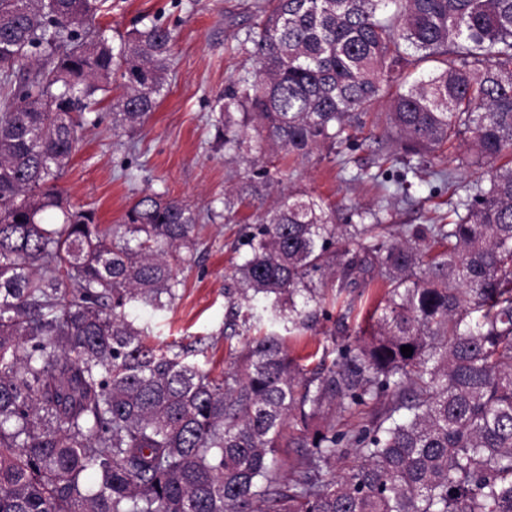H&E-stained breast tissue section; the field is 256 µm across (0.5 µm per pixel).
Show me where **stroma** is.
Returning <instances> with one entry per match:
<instances>
[{
  "instance_id": "obj_1",
  "label": "stroma",
  "mask_w": 512,
  "mask_h": 512,
  "mask_svg": "<svg viewBox=\"0 0 512 512\" xmlns=\"http://www.w3.org/2000/svg\"><path fill=\"white\" fill-rule=\"evenodd\" d=\"M259 0H104L97 27L111 40L131 29L134 21L157 22L174 35L167 89L160 103L133 134L115 133L107 117L111 95L97 107L101 122L88 128L58 188L76 204L94 210L99 223H121L128 206L146 193L182 199L202 213L204 224L192 264L177 270L181 285L171 309L157 312L141 305L129 312L146 324L157 344L187 349L191 360L221 373L247 352L249 334L244 318L262 311L258 301H239L238 317L229 314L224 287L239 262L235 245L244 225L255 219L252 206L242 205L232 223L224 221V193L249 173L248 163L225 155L216 127V101L230 82L251 75L253 57L241 49L256 20ZM384 104L362 116L357 140L345 148L342 163L302 159L282 153L265 156L267 166L286 170L284 188H298L348 207L369 208L378 200L371 177L382 159L395 150L383 135L376 115ZM467 145L424 159L404 157L387 167L390 176H406L408 202L392 204L388 224H444L448 221V185L438 170H454L457 198H466L476 177L463 167ZM327 317L311 330L283 333L285 347L295 356L330 344L339 306H328Z\"/></svg>"
}]
</instances>
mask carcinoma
Segmentation results:
<instances>
[{
    "label": "carcinoma",
    "instance_id": "1",
    "mask_svg": "<svg viewBox=\"0 0 512 512\" xmlns=\"http://www.w3.org/2000/svg\"><path fill=\"white\" fill-rule=\"evenodd\" d=\"M102 5L0 0V512H512V0L258 5L254 76L219 109L224 152L248 159L254 130L272 151L329 159L384 99L377 122L404 154L468 135L477 178L448 223L393 231L374 209L338 224L300 190L266 204L281 182L266 166L225 193V212L257 210L228 298L261 300L300 333L326 288L348 312L377 279L385 297L367 332L340 316L311 370L269 332L218 377L150 345L126 312L171 306L200 211L146 193L105 225L56 186L112 77L118 132L167 88L171 31L145 25L115 46L95 30ZM383 398L358 429L331 424ZM290 419L289 445L310 454L283 480ZM342 448L357 462L338 478Z\"/></svg>",
    "mask_w": 512,
    "mask_h": 512
}]
</instances>
